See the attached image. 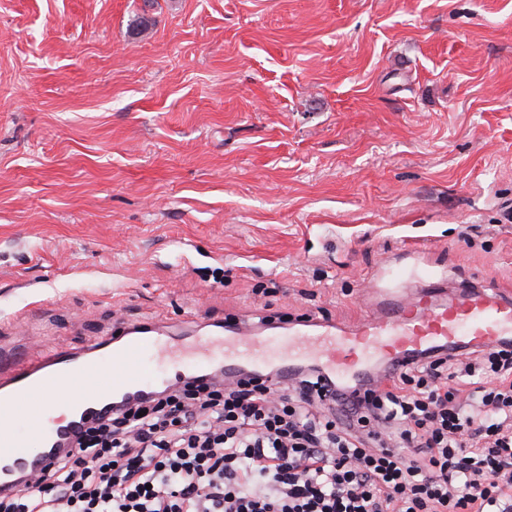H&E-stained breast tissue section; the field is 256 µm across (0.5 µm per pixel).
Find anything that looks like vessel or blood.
Instances as JSON below:
<instances>
[{"instance_id":"1","label":"vessel or blood","mask_w":512,"mask_h":512,"mask_svg":"<svg viewBox=\"0 0 512 512\" xmlns=\"http://www.w3.org/2000/svg\"><path fill=\"white\" fill-rule=\"evenodd\" d=\"M512 338V298L496 290L464 289L438 303L431 292L399 300L369 315L353 333L283 334L253 338L229 324L220 336L180 338L151 325L142 332L90 342L81 352L58 351L0 379V488L17 489V473L40 469L56 442L68 440L78 422L112 403L190 378L187 359L215 365L225 376L240 371L287 378L299 359L310 358L340 383L351 385L375 360H394L438 347L489 350ZM25 420L28 434L15 430Z\"/></svg>"}]
</instances>
